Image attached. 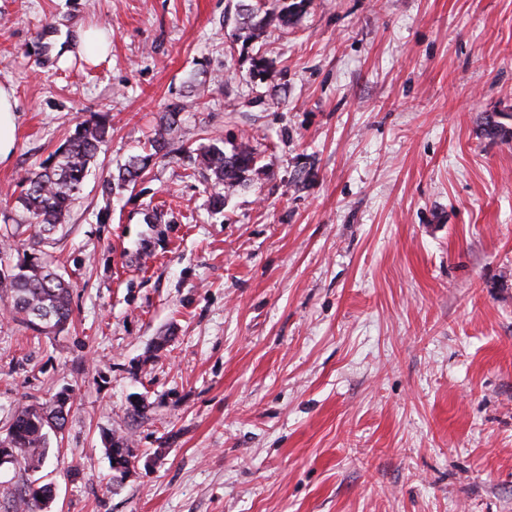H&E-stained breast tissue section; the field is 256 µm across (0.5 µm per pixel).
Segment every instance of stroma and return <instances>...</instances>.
I'll list each match as a JSON object with an SVG mask.
<instances>
[{
  "label": "stroma",
  "mask_w": 512,
  "mask_h": 512,
  "mask_svg": "<svg viewBox=\"0 0 512 512\" xmlns=\"http://www.w3.org/2000/svg\"><path fill=\"white\" fill-rule=\"evenodd\" d=\"M238 4L0 0V227L110 124L43 247L72 323L37 337L0 300V432L73 391L33 476L51 512H512V140L481 126L512 127V0H308L258 48ZM171 114L184 145L256 148L223 212L176 150L104 192ZM80 43L83 52L92 60L107 53L110 45L104 35L94 34L88 30L80 32ZM16 107L14 90L0 85V166L9 163L16 151ZM108 134L106 117L98 115L84 121L51 156L20 178L17 202L36 244L54 240ZM106 451L111 458V461L116 462L118 466H113V469L120 474V477L126 475L130 467L134 464L137 455L135 449L130 448L128 439L122 436H112L107 439Z\"/></svg>",
  "instance_id": "obj_1"
}]
</instances>
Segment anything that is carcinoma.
<instances>
[{
	"mask_svg": "<svg viewBox=\"0 0 512 512\" xmlns=\"http://www.w3.org/2000/svg\"><path fill=\"white\" fill-rule=\"evenodd\" d=\"M307 0H276L274 7L259 12L250 4L240 5V24L244 41L261 42L271 26L288 28L294 25L306 8ZM175 121L168 120L149 140L154 154L169 145ZM109 123L98 115L80 124L75 134L59 146L38 167L28 170L19 180L18 203L27 217V227L37 244L54 240L66 214L83 187L90 164L106 142ZM193 172L201 174L224 193L212 196V208L224 211V194L234 191L255 171L256 152L242 142L226 153L215 141L196 149H183ZM152 154V155H154ZM152 155L134 156L118 173L107 180L109 188H122L136 182ZM0 291L7 295L11 311L27 328L50 334L64 331L72 321V285L66 281L48 255L25 256L16 264L0 262ZM74 403L73 392L63 389L51 401L18 407L0 438V466L12 464L25 472H36L46 461L49 432L59 434ZM106 451L114 470L125 476L137 455L128 439L109 436ZM0 497L11 505V512H45L54 500L53 487L24 485L0 486Z\"/></svg>",
	"mask_w": 512,
	"mask_h": 512,
	"instance_id": "cac0c4a2",
	"label": "carcinoma"
}]
</instances>
